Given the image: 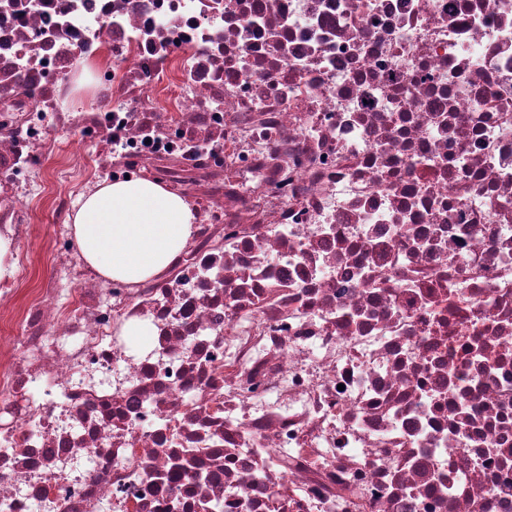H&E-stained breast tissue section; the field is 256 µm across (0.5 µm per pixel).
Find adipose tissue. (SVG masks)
Here are the masks:
<instances>
[{"instance_id":"obj_1","label":"adipose tissue","mask_w":512,"mask_h":512,"mask_svg":"<svg viewBox=\"0 0 512 512\" xmlns=\"http://www.w3.org/2000/svg\"><path fill=\"white\" fill-rule=\"evenodd\" d=\"M79 255L102 276L139 284L169 271L194 234L193 205L151 176L103 182L68 217Z\"/></svg>"}]
</instances>
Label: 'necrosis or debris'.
Instances as JSON below:
<instances>
[{
	"label": "necrosis or debris",
	"instance_id": "necrosis-or-debris-1",
	"mask_svg": "<svg viewBox=\"0 0 512 512\" xmlns=\"http://www.w3.org/2000/svg\"><path fill=\"white\" fill-rule=\"evenodd\" d=\"M54 128L173 269L30 275ZM0 236V512H512V0H0Z\"/></svg>",
	"mask_w": 512,
	"mask_h": 512
}]
</instances>
